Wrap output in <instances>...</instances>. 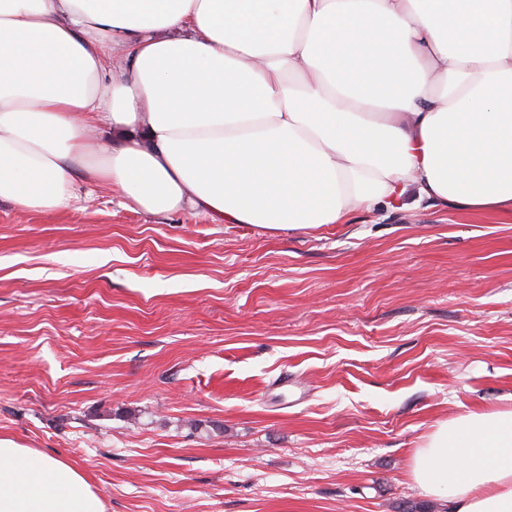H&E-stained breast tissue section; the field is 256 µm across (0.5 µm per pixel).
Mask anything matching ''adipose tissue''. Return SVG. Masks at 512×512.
I'll return each mask as SVG.
<instances>
[{
  "label": "adipose tissue",
  "instance_id": "ef3b65f1",
  "mask_svg": "<svg viewBox=\"0 0 512 512\" xmlns=\"http://www.w3.org/2000/svg\"><path fill=\"white\" fill-rule=\"evenodd\" d=\"M270 230L409 193L512 213V0H0V199L78 182ZM411 477L512 512V411L442 423ZM0 512H103L70 464L0 439Z\"/></svg>",
  "mask_w": 512,
  "mask_h": 512
}]
</instances>
